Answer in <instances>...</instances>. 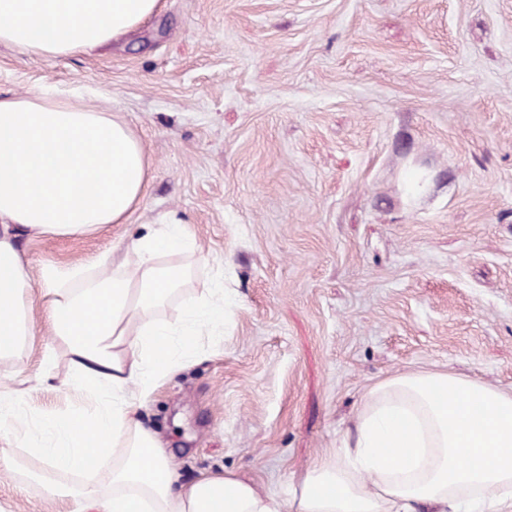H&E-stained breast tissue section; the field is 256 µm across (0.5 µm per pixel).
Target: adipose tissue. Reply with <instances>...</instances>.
I'll return each instance as SVG.
<instances>
[{"label":"adipose tissue","instance_id":"obj_1","mask_svg":"<svg viewBox=\"0 0 512 512\" xmlns=\"http://www.w3.org/2000/svg\"><path fill=\"white\" fill-rule=\"evenodd\" d=\"M160 0H0V45L39 56L93 50L128 34ZM152 161L118 114L65 91L0 97V360L35 334L22 296L38 288L71 356L68 387L99 399L90 414L45 418L23 437L40 470L0 448V466L68 498L76 512H512V394L446 372L396 376L372 387L334 456L292 486L287 505L227 471L186 484L139 410L202 336L228 320L223 284L160 310L182 287L173 255L199 246L168 216L125 247L76 266L47 265L31 280L18 238L77 236L130 223Z\"/></svg>","mask_w":512,"mask_h":512}]
</instances>
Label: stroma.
<instances>
[{"mask_svg": "<svg viewBox=\"0 0 512 512\" xmlns=\"http://www.w3.org/2000/svg\"><path fill=\"white\" fill-rule=\"evenodd\" d=\"M48 87L124 117L153 179L130 223L22 236L31 276L174 213L199 245L182 296L219 272L233 291L223 335L140 410L182 480L233 470L284 504L384 379L512 392V0H164L100 50L0 45L1 97ZM29 301L0 390L31 425L92 412ZM73 509L0 470V512Z\"/></svg>", "mask_w": 512, "mask_h": 512, "instance_id": "obj_1", "label": "stroma"}]
</instances>
